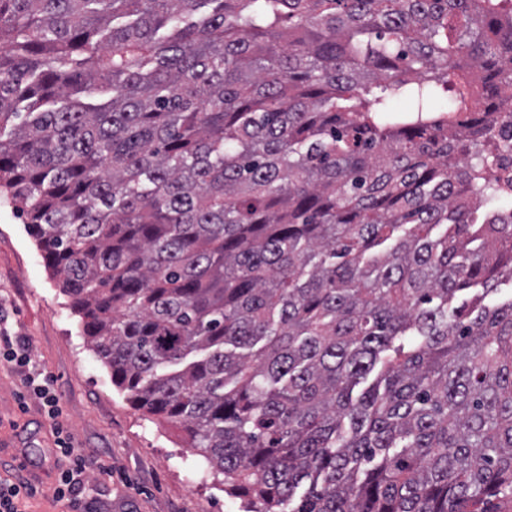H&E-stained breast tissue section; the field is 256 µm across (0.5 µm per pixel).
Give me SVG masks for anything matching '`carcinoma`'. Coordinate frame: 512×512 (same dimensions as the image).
<instances>
[{
	"instance_id": "obj_1",
	"label": "carcinoma",
	"mask_w": 512,
	"mask_h": 512,
	"mask_svg": "<svg viewBox=\"0 0 512 512\" xmlns=\"http://www.w3.org/2000/svg\"><path fill=\"white\" fill-rule=\"evenodd\" d=\"M501 112L512 0H0V191L247 512L512 499Z\"/></svg>"
}]
</instances>
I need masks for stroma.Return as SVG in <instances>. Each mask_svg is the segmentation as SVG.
<instances>
[{
  "mask_svg": "<svg viewBox=\"0 0 512 512\" xmlns=\"http://www.w3.org/2000/svg\"><path fill=\"white\" fill-rule=\"evenodd\" d=\"M0 333L27 337L59 395L66 423L92 464L83 496L96 512H243L240 498L207 470L179 429L134 409L88 346L81 318L56 287L36 243L0 196ZM37 398L0 362V475L21 468L41 494L34 512H53L59 464Z\"/></svg>",
  "mask_w": 512,
  "mask_h": 512,
  "instance_id": "obj_1",
  "label": "stroma"
}]
</instances>
